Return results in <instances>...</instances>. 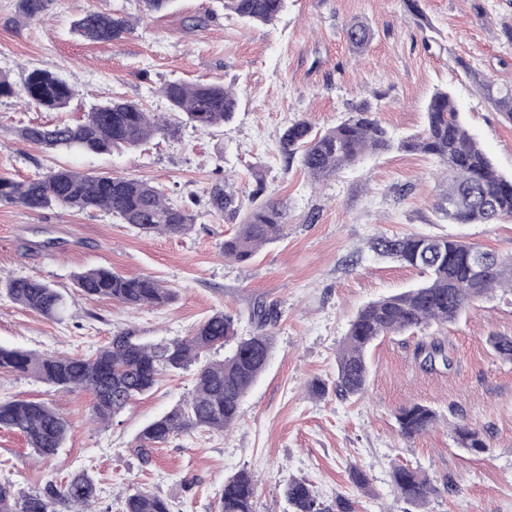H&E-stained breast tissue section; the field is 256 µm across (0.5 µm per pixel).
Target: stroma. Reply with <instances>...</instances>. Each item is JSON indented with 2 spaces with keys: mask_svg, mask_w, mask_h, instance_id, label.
<instances>
[{
  "mask_svg": "<svg viewBox=\"0 0 512 512\" xmlns=\"http://www.w3.org/2000/svg\"><path fill=\"white\" fill-rule=\"evenodd\" d=\"M18 0H0V73L22 83L34 67L62 75L76 99L60 111L0 98V174L21 181L49 169L109 171L159 183L199 218L184 237L146 235L103 212H32L0 202V274L35 277L69 299L64 321L23 309L0 291V345L90 356L115 331L134 330L147 342L174 339L216 311L233 315L237 333L253 334L256 302L276 308L274 345L265 371L244 397L226 432L180 435L141 455L139 432L193 388L192 372L164 375L109 426L90 423L89 392L55 391L31 376L0 373V398L42 400L65 414L71 428L49 461L32 456L25 438L0 431V481L25 494L48 480L88 473L99 489L98 512H120L128 491L166 499L173 512H215L226 477L239 471L256 481L255 512H288L284 488L307 480L327 505L351 499L356 512H407L392 485L403 464L438 487L419 512H512V362L486 339L512 336V291L498 288L453 324L425 333L443 339L450 367L423 370L413 354L419 335L387 336L370 349L364 396L336 395V357L351 320L367 302L421 283L420 270L374 254L379 236L451 235L512 254V220L447 224L432 204L442 188L439 166L426 155H370L335 178L313 182L285 167L277 140L294 120L335 126L351 104L378 98L381 123L394 138L422 131L436 88L451 92L470 133L496 167L512 176V124L480 94L472 74L512 85V46L498 38L512 24V0H288L272 25L243 22L224 0H174L164 13L141 19L125 38L86 41L71 30L86 11L137 14L136 0H51L44 19L20 22ZM374 31L356 52L345 27L352 20ZM208 81L231 87L232 123L205 132L185 128L180 140H154L110 155L48 152L17 138L15 128L79 120L109 97L167 109L158 89L167 81ZM228 183L239 201L257 186L284 204L286 234L245 262L220 255L239 217L210 212L208 192ZM408 187L406 196L398 188ZM58 245L43 248V241ZM103 266L150 276L177 292L166 306L131 312L105 299H87L77 272ZM324 383V396L311 393ZM421 404L438 420L426 433L402 437L395 415ZM486 436L473 455L461 448L456 423ZM369 477L360 487L352 469Z\"/></svg>",
  "mask_w": 512,
  "mask_h": 512,
  "instance_id": "obj_1",
  "label": "stroma"
}]
</instances>
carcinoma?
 I'll list each match as a JSON object with an SVG mask.
<instances>
[{
  "instance_id": "cac0c4a2",
  "label": "carcinoma",
  "mask_w": 512,
  "mask_h": 512,
  "mask_svg": "<svg viewBox=\"0 0 512 512\" xmlns=\"http://www.w3.org/2000/svg\"><path fill=\"white\" fill-rule=\"evenodd\" d=\"M145 15L160 13L173 0H137ZM49 0H18V16L25 21L43 17ZM287 0H224V9L238 18L269 25L286 9ZM134 29L127 13L87 11L74 23V32L84 39L105 43L120 40ZM346 36L356 51L373 39V30L352 21ZM484 98L512 124V85H499L473 74ZM169 111L181 123L199 131L220 127L233 120L237 110L235 93L222 84L172 80L159 88ZM75 96L74 87L63 77L40 69L31 70L21 85L0 74V97H18L28 105L48 110L66 108ZM378 107L367 100L351 106L342 122L315 132L305 120L290 123L278 138V154L290 167L298 164L316 181L335 177L366 155L393 149L433 157L442 167L446 185L434 201L440 220L449 224H498L512 219V177L500 173L483 146L464 125L454 100L445 90L436 91L426 107L421 132L398 141L376 118ZM16 135L48 150L78 151L105 155L133 150L156 136L175 138L179 127L164 113L145 111L141 104L111 98L90 105L77 123L25 125ZM263 187L250 197V205L234 234L221 244L224 258L243 262L267 243L282 238L287 224L281 202L264 198ZM0 201L38 212L60 209L110 213L125 224L151 235H187L197 215L169 201L168 189L146 180L110 172L87 174L67 168L51 169L24 181L0 176ZM209 202L218 214L234 215L241 205L234 194L216 184ZM370 249L426 274L416 288L384 296L361 307L350 323L338 354L336 394L360 397L369 383L366 352L381 336L403 335L431 323L453 324L475 302L496 287L512 288V256L504 257L460 237L405 235L376 237ZM478 256L483 270L473 276L470 263ZM76 288L90 299H108L131 309L161 307L174 299V289L150 276L126 277L107 268L87 270L76 276ZM0 288L18 305L47 319L62 321L68 313L65 294L52 284L32 277L0 279ZM258 332L237 336L232 315L218 311L201 321L186 335L158 342H145L131 330L112 335L110 342L92 357L39 354L0 346V372L35 377L62 391L82 388L91 392V416L107 424L135 400L148 395L161 375L175 374L198 365L190 395L169 412L147 424L138 436L143 454L170 438L207 430L222 433L237 420L242 399L265 370L274 336L269 327L279 314L260 305L252 312ZM236 339L232 352L219 361L200 362L203 354ZM490 347L512 361V336L490 335ZM415 361L424 370L447 367L450 358L444 340L432 336L418 343ZM437 420L431 408L413 404L396 414L400 434L412 438L427 431ZM0 429L21 433L34 454L55 455L70 430L68 419L43 401L0 398ZM460 445L472 452L487 448L483 434L466 426L455 428ZM393 485L406 502L425 503L438 493L421 471L398 466ZM285 495L293 512H329L304 479L288 482ZM99 497L97 484L86 473L62 485L46 482L38 490L16 496L13 485L0 482V512H94ZM122 512H172L170 503L139 489L122 500ZM217 512H255L254 480L241 471L224 480Z\"/></svg>"
}]
</instances>
